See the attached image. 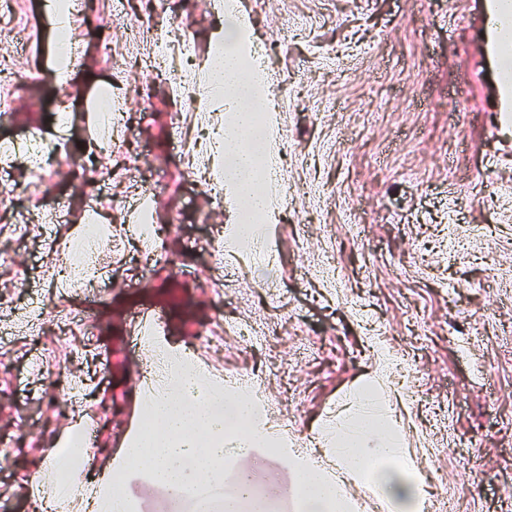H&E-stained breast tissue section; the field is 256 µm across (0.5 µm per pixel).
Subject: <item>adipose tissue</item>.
Instances as JSON below:
<instances>
[{
    "label": "adipose tissue",
    "mask_w": 512,
    "mask_h": 512,
    "mask_svg": "<svg viewBox=\"0 0 512 512\" xmlns=\"http://www.w3.org/2000/svg\"><path fill=\"white\" fill-rule=\"evenodd\" d=\"M45 8L54 31L51 76L59 89L67 91L74 83V50L68 30L77 3L46 0ZM486 10L488 45L498 62V85L507 92L512 90V43H504L501 23L512 16V0H486ZM223 15V24L212 36L211 59L196 74L179 80L176 92L191 101L196 111H223V131L197 149L208 159L210 172H222L215 185L221 194L231 196L235 206V225L225 240L226 248L257 246L263 261L267 258L265 227L276 223L281 212L275 180L280 146L265 138L255 146L251 140L259 121L275 115L276 107L265 69L243 61L253 46L249 17L232 0ZM150 348L163 361L169 385L144 402L147 422L131 439L126 453L150 474L163 495L176 499L185 483L218 480L232 462L233 450L277 447L279 436L255 412L249 391H225L184 355L155 342ZM398 426L392 414L373 410L371 388L366 385L351 394L343 421L321 429L317 443L336 455L344 479L371 486L388 504L389 512H427L430 487L420 477L415 458L402 448ZM79 436L73 429L59 442L56 468L62 478L56 494L44 499V508L69 512L72 502L80 499L87 512H131L128 499L118 489L86 494L83 469H71L65 454ZM342 481L320 472L313 458H303L296 488L304 512H347L349 501ZM286 493L285 487L274 482L260 484L256 473L244 472L235 495L225 498L222 509L241 512L243 505L258 503L260 497L275 499Z\"/></svg>",
    "instance_id": "1"
}]
</instances>
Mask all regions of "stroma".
Segmentation results:
<instances>
[{
  "instance_id": "stroma-1",
  "label": "stroma",
  "mask_w": 512,
  "mask_h": 512,
  "mask_svg": "<svg viewBox=\"0 0 512 512\" xmlns=\"http://www.w3.org/2000/svg\"><path fill=\"white\" fill-rule=\"evenodd\" d=\"M42 2L0 9V27L25 37L21 47L0 39L13 75L0 95L16 101L0 141L36 125L77 155L94 136L87 114L103 84L128 109L95 184L0 168L16 211L38 196L58 216L22 236L0 212V252L15 260L0 273V512H33L37 479L55 476L50 449L78 418L97 432L95 467L123 447L142 377L165 373L133 334L147 308L163 312L164 341L225 387L250 386L288 441L237 457L221 496L244 471L295 485L290 453L312 450L372 378L375 407L402 418L428 512H512V125L495 107L481 0H238L282 129L284 202L264 271L249 249L213 254L233 212L184 166L198 117L174 86L213 54L214 0H171L161 16L153 0H94L93 18L77 14L70 31L75 96L52 82ZM159 35L188 43L189 63H155ZM141 190L156 195L163 239L150 263L127 228ZM106 198L112 238L95 261L104 284L84 332L64 336L59 320L83 290L60 291L55 275L77 262L66 241ZM33 299L42 317L24 314ZM118 477L133 512H194L193 499L170 500L135 467Z\"/></svg>"
}]
</instances>
